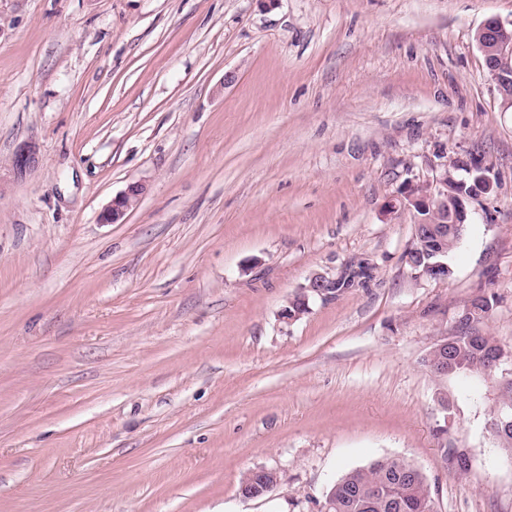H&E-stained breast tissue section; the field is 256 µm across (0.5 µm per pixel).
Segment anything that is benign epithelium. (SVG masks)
I'll list each match as a JSON object with an SVG mask.
<instances>
[{
	"instance_id": "1",
	"label": "benign epithelium",
	"mask_w": 512,
	"mask_h": 512,
	"mask_svg": "<svg viewBox=\"0 0 512 512\" xmlns=\"http://www.w3.org/2000/svg\"><path fill=\"white\" fill-rule=\"evenodd\" d=\"M477 44L485 56L486 67L491 78L495 81L498 90L505 92V88L512 83V22L504 23L497 17L488 18L477 32ZM39 163V150L35 143L26 142L20 145L15 153L12 163L14 176L24 177L28 171ZM472 176L470 185L465 193L456 192L461 181L448 171H443L435 183L422 189L412 187L405 192L403 206L413 211L429 212L433 215L443 214L444 227L433 231L436 246L440 247L448 241V229L445 225H460L467 222L468 211L466 204L476 198L489 194L493 189L491 179L479 167L467 169ZM146 191L145 184L136 181L117 194L104 207L99 220L103 224H122L131 207L140 200ZM421 277L440 280L448 278V264H428L418 271ZM321 299L336 296V280L324 275L312 277L303 294L294 299L283 311L284 318L294 320L302 315L299 302H308L310 297Z\"/></svg>"
}]
</instances>
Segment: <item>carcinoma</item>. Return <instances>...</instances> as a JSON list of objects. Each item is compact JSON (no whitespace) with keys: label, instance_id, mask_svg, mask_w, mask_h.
<instances>
[{"label":"carcinoma","instance_id":"obj_1","mask_svg":"<svg viewBox=\"0 0 512 512\" xmlns=\"http://www.w3.org/2000/svg\"><path fill=\"white\" fill-rule=\"evenodd\" d=\"M495 299H482L474 319L461 324L455 346V358L463 369L455 375L475 378L496 372L494 364L501 346L494 337L482 334L477 325L491 315ZM501 399L493 409L490 420H503L489 432L501 450L512 455V378L500 384ZM276 481L270 475L248 472L240 483L242 495L268 496L275 490ZM324 498L331 500L330 512H434V500L422 471L399 457H382L368 466L353 469L333 481Z\"/></svg>","mask_w":512,"mask_h":512}]
</instances>
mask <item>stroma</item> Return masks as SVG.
I'll list each match as a JSON object with an SVG mask.
<instances>
[{
	"mask_svg": "<svg viewBox=\"0 0 512 512\" xmlns=\"http://www.w3.org/2000/svg\"><path fill=\"white\" fill-rule=\"evenodd\" d=\"M491 17L512 0H0V512H319L384 456L436 512H512V359L475 388L425 365L482 296L512 352ZM473 166L447 279L416 276L400 198ZM318 274L350 286L283 319ZM258 468L280 484L243 498ZM39 163V150L34 142H26L20 145L15 153L12 163L14 176L24 177ZM146 191V186L142 182H131L127 187L117 194L104 207L100 213L99 220L103 224H121L131 207L140 200ZM501 399L498 405L493 409L490 415L488 428L489 432L493 435L498 442L501 450L507 452L512 456V378L500 382ZM501 417L503 422L500 421L499 427L494 428L490 426L494 420H499ZM504 422L506 425H504Z\"/></svg>",
	"mask_w": 512,
	"mask_h": 512,
	"instance_id": "obj_1",
	"label": "stroma"
}]
</instances>
